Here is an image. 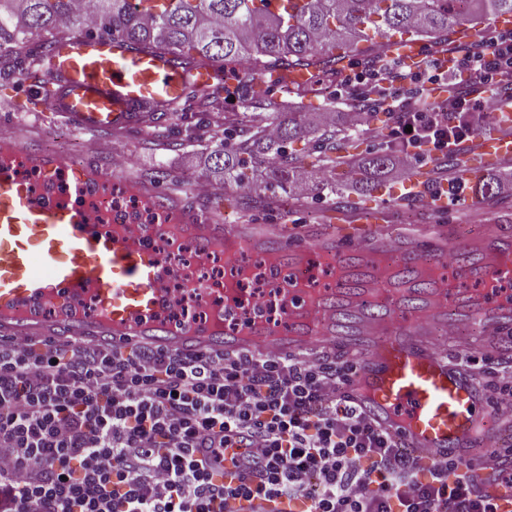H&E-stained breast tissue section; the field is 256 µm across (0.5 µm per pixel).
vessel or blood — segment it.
Masks as SVG:
<instances>
[{
	"mask_svg": "<svg viewBox=\"0 0 512 512\" xmlns=\"http://www.w3.org/2000/svg\"><path fill=\"white\" fill-rule=\"evenodd\" d=\"M387 44L405 62L421 57L422 45L411 36H392ZM222 78L217 63L186 71L171 55L77 32L57 44L37 96L79 130L121 131L137 112L181 104L186 85L203 90ZM3 146L23 156L40 181L0 159V338L91 340L187 355L295 357L315 345L339 348L358 361L352 401L412 454L468 459L488 445L484 394L456 350L442 353L430 344L438 335L456 339L469 326L492 348L512 341V299L490 290L507 278L495 262L512 256V237L476 200L463 201L452 224L436 217L406 228L385 212L352 224L229 223L197 207L192 191L164 190L120 172L107 151L73 166L27 128L1 131ZM510 162L512 136L487 132L474 142L458 179ZM117 182L143 195L159 222L102 221L91 205H106ZM477 210L481 227L462 235L461 224ZM185 245L194 266L224 258L232 285L244 260L278 254L276 271L289 278L279 323H267L261 337L244 338L233 320L260 306L243 291L225 306L221 331L208 332L203 317L171 320L173 278L198 296L207 293L195 274L173 270L166 260ZM452 254L469 261L449 265Z\"/></svg>",
	"mask_w": 512,
	"mask_h": 512,
	"instance_id": "b4317fda",
	"label": "vessel or blood"
}]
</instances>
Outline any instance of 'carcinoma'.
<instances>
[{
  "label": "carcinoma",
  "instance_id": "1",
  "mask_svg": "<svg viewBox=\"0 0 512 512\" xmlns=\"http://www.w3.org/2000/svg\"><path fill=\"white\" fill-rule=\"evenodd\" d=\"M89 20L98 26V36L118 35L133 50H159L174 55L185 68L210 61L226 66L247 62L246 85L241 98L251 94L250 85L267 73L285 77L294 72L318 69L326 77L341 72L342 49L354 57L362 54L359 43L407 33L425 41L455 34L473 24L477 15L493 18L512 13V0H280L276 10L271 0H90ZM74 28L85 31V21L76 12L74 0H0V47L6 46L12 64L0 60V77L21 71L29 78L40 76L54 46ZM57 31L35 48L30 39L43 31ZM205 110L224 111L226 98L219 90H204ZM242 135L229 133L211 153L214 168L224 183L249 186L256 194L287 193L298 184L296 167L287 144L307 132L302 113L279 112L271 121L260 112H241ZM276 128L271 138L266 128ZM317 148L325 152L323 176H330L336 160L326 154L336 149L322 135ZM265 163L270 181L252 182L254 168ZM391 157L373 151L363 167L379 176Z\"/></svg>",
  "mask_w": 512,
  "mask_h": 512
}]
</instances>
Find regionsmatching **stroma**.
Wrapping results in <instances>:
<instances>
[{
  "label": "stroma",
  "instance_id": "35a3bbf8",
  "mask_svg": "<svg viewBox=\"0 0 512 512\" xmlns=\"http://www.w3.org/2000/svg\"><path fill=\"white\" fill-rule=\"evenodd\" d=\"M29 84V79L20 75L0 78V130L16 125L37 126L43 135L42 145L72 165L82 164L94 148H108L123 171L147 180L164 174V185L168 188L190 190L200 182L213 179L214 174L205 159L223 138L237 111L233 105L223 113L203 111L199 105L200 92L191 85L184 92L181 120L173 121L164 115L151 122L142 118L122 134H88L71 127L60 113L26 102L24 96ZM335 89V82L323 77L310 96L301 97L275 87L270 88L269 93L278 101L280 111L300 112L309 118L324 112L346 113L352 109L349 97H336ZM336 142L342 155L354 160L365 158L368 152L378 149L390 154L396 151L389 137V120L382 113L363 118L357 132L340 128ZM335 180V189L313 187L303 197L291 191L260 199L245 188L223 187L209 205L222 212L227 221L243 219L259 224L276 221L321 224L334 219H352L371 208L391 211L398 224H420L427 219L417 199L383 195V188L398 183L391 173H384L368 186L346 178L341 172L336 173Z\"/></svg>",
  "mask_w": 512,
  "mask_h": 512
}]
</instances>
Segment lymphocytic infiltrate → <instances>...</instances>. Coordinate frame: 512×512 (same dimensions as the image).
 Returning <instances> with one entry per match:
<instances>
[{
  "mask_svg": "<svg viewBox=\"0 0 512 512\" xmlns=\"http://www.w3.org/2000/svg\"><path fill=\"white\" fill-rule=\"evenodd\" d=\"M346 116L381 112L396 168L431 165L497 129L512 107V30L484 27L408 66L379 48L341 78ZM467 363L492 416L512 422V373ZM355 365L220 353L189 356L92 342L0 343V512H228L259 500L272 512H504L512 450L473 483V461L410 456L346 393Z\"/></svg>",
  "mask_w": 512,
  "mask_h": 512,
  "instance_id": "f902f5d3",
  "label": "lymphocytic infiltrate"
}]
</instances>
